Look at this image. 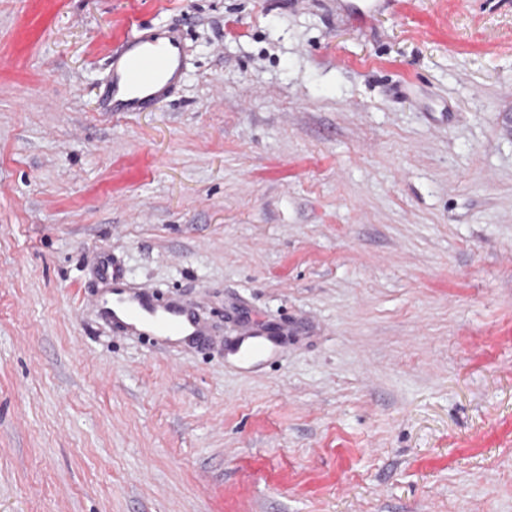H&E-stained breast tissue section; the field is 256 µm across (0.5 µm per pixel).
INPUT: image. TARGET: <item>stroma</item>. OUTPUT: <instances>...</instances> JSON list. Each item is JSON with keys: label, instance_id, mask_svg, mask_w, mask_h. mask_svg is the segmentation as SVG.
<instances>
[{"label": "stroma", "instance_id": "1", "mask_svg": "<svg viewBox=\"0 0 512 512\" xmlns=\"http://www.w3.org/2000/svg\"><path fill=\"white\" fill-rule=\"evenodd\" d=\"M349 2L0 0V512H512V0ZM135 22L186 73L98 111ZM102 288L108 289L95 299V305L119 331L146 336L160 347L177 344L189 349H196L209 335L195 308L130 284L115 262ZM279 333L267 327H254L229 348V352L245 364H256L271 358L279 346Z\"/></svg>", "mask_w": 512, "mask_h": 512}]
</instances>
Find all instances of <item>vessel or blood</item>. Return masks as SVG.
Segmentation results:
<instances>
[{"instance_id": "1", "label": "vessel or blood", "mask_w": 512, "mask_h": 512, "mask_svg": "<svg viewBox=\"0 0 512 512\" xmlns=\"http://www.w3.org/2000/svg\"><path fill=\"white\" fill-rule=\"evenodd\" d=\"M166 37L163 45L156 44L151 34L128 37L122 69L99 97L100 111L140 112L175 90L186 67L183 39L175 30ZM104 286L95 304L102 318L119 331L147 337L161 347L177 344L189 349L197 348L209 334L195 308L130 284L120 267L107 274ZM278 346L276 330L256 327L239 338L230 352L243 363L256 364L274 356Z\"/></svg>"}]
</instances>
